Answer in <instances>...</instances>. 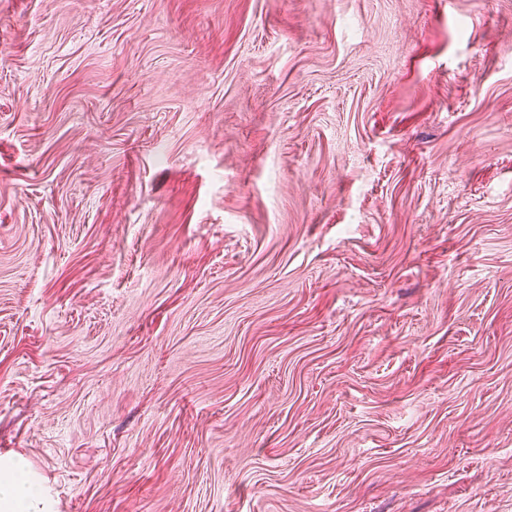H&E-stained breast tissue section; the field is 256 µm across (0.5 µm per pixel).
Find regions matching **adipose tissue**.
I'll list each match as a JSON object with an SVG mask.
<instances>
[{"mask_svg":"<svg viewBox=\"0 0 512 512\" xmlns=\"http://www.w3.org/2000/svg\"><path fill=\"white\" fill-rule=\"evenodd\" d=\"M0 512H52L44 487L23 458L0 460Z\"/></svg>","mask_w":512,"mask_h":512,"instance_id":"adipose-tissue-1","label":"adipose tissue"}]
</instances>
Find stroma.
<instances>
[{"mask_svg":"<svg viewBox=\"0 0 512 512\" xmlns=\"http://www.w3.org/2000/svg\"><path fill=\"white\" fill-rule=\"evenodd\" d=\"M54 512H512V0H0V456Z\"/></svg>","mask_w":512,"mask_h":512,"instance_id":"35a3bbf8","label":"stroma"}]
</instances>
